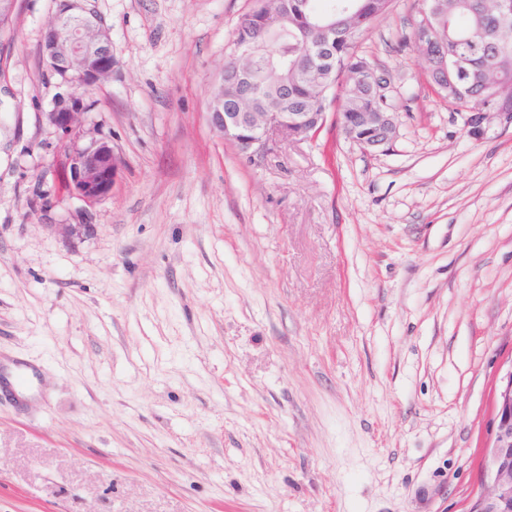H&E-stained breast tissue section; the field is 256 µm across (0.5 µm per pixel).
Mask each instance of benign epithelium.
Returning a JSON list of instances; mask_svg holds the SVG:
<instances>
[{"label":"benign epithelium","mask_w":512,"mask_h":512,"mask_svg":"<svg viewBox=\"0 0 512 512\" xmlns=\"http://www.w3.org/2000/svg\"><path fill=\"white\" fill-rule=\"evenodd\" d=\"M65 10L56 12L45 30L42 56L48 68L65 75L66 92L45 113L59 134L61 164L66 173L69 196L91 207L112 194L120 169V157L111 141L83 124L84 112H62L61 106L75 100L84 104L99 87L98 69L111 64L112 42L108 26L87 12L81 0H64ZM491 28H512V0H497ZM503 106L488 116L485 112L464 113V127L481 137L492 122L512 125V93L502 92ZM213 129L248 157L263 153L270 132L285 130L299 139H314L325 124L324 112H265L244 127L242 112H226L219 103L209 113ZM364 122L378 129V137L363 144L366 151L390 145L396 135L395 113L366 112ZM492 444L483 460V488L470 512H512V370L494 396Z\"/></svg>","instance_id":"1"}]
</instances>
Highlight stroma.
I'll list each match as a JSON object with an SVG mask.
<instances>
[{"mask_svg":"<svg viewBox=\"0 0 512 512\" xmlns=\"http://www.w3.org/2000/svg\"><path fill=\"white\" fill-rule=\"evenodd\" d=\"M252 0H86L112 78L108 198L64 191L54 0L0 67V512H467L512 367V126L474 138L371 25L397 137L248 159L208 121ZM56 224H86L70 238Z\"/></svg>","mask_w":512,"mask_h":512,"instance_id":"stroma-1","label":"stroma"}]
</instances>
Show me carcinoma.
Returning <instances> with one entry per match:
<instances>
[{"instance_id":"carcinoma-1","label":"carcinoma","mask_w":512,"mask_h":512,"mask_svg":"<svg viewBox=\"0 0 512 512\" xmlns=\"http://www.w3.org/2000/svg\"><path fill=\"white\" fill-rule=\"evenodd\" d=\"M348 0H253V7L239 22L233 43L252 49L251 88L244 91L240 67L244 63L229 57L224 62V111L233 112H326L336 105L338 126L343 134L358 139L371 134L359 122L362 112H391L392 102L380 103L370 93L366 76L358 71L360 46L374 21L379 0H356L353 11ZM441 10L431 32L423 37L420 24H410L402 34L406 43L425 41L423 54L431 81L448 80L438 69L442 57L456 51L455 39L469 31H485L493 0H440ZM330 12L336 18V40L311 29L305 12ZM12 11L0 8V63L4 60L3 40L11 38ZM336 58L330 69L316 58L320 46ZM470 65L465 78L470 85L484 87L492 76L512 81V51L497 53L479 44L468 49Z\"/></svg>"}]
</instances>
